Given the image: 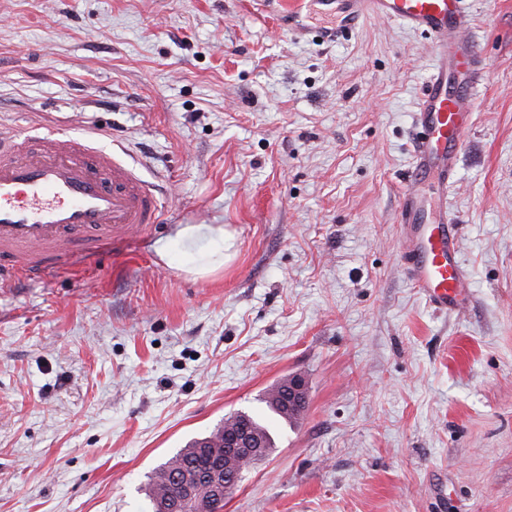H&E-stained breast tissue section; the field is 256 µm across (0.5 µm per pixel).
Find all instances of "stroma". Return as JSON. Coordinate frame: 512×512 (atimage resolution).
I'll list each match as a JSON object with an SVG mask.
<instances>
[{"instance_id":"obj_1","label":"stroma","mask_w":512,"mask_h":512,"mask_svg":"<svg viewBox=\"0 0 512 512\" xmlns=\"http://www.w3.org/2000/svg\"><path fill=\"white\" fill-rule=\"evenodd\" d=\"M484 59L449 198L470 300L400 261L429 42H336L254 0H0V127L96 128L165 191L159 224L0 286V512H151V473L225 416L274 447L222 512H512V0H470ZM233 236L200 279L158 246ZM307 381L288 422L263 397Z\"/></svg>"}]
</instances>
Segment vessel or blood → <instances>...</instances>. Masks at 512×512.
<instances>
[{"label":"vessel or blood","mask_w":512,"mask_h":512,"mask_svg":"<svg viewBox=\"0 0 512 512\" xmlns=\"http://www.w3.org/2000/svg\"><path fill=\"white\" fill-rule=\"evenodd\" d=\"M288 15V30L338 40L372 16L425 33L434 67L414 116V162L399 210L404 270L437 309L469 299L458 257L459 226L448 208L462 134L473 112L482 60L469 37L467 0H261ZM155 189L119 151L91 136L0 131V282L42 276L81 247L97 248L160 221Z\"/></svg>","instance_id":"vessel-or-blood-1"}]
</instances>
